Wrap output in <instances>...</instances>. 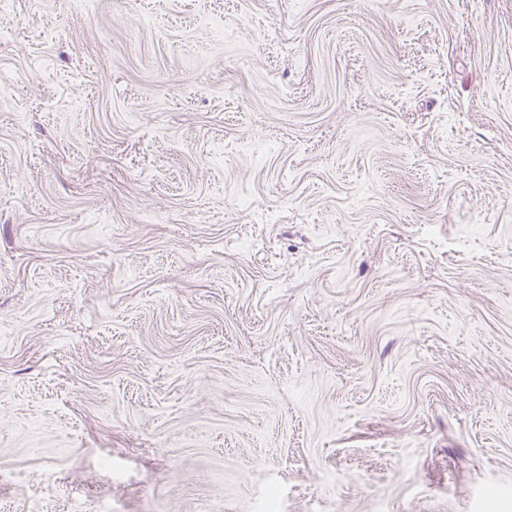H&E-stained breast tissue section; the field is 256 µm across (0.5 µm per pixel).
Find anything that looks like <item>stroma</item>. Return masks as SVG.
<instances>
[{"label": "stroma", "instance_id": "35a3bbf8", "mask_svg": "<svg viewBox=\"0 0 512 512\" xmlns=\"http://www.w3.org/2000/svg\"><path fill=\"white\" fill-rule=\"evenodd\" d=\"M1 30L0 512H512V0Z\"/></svg>", "mask_w": 512, "mask_h": 512}]
</instances>
